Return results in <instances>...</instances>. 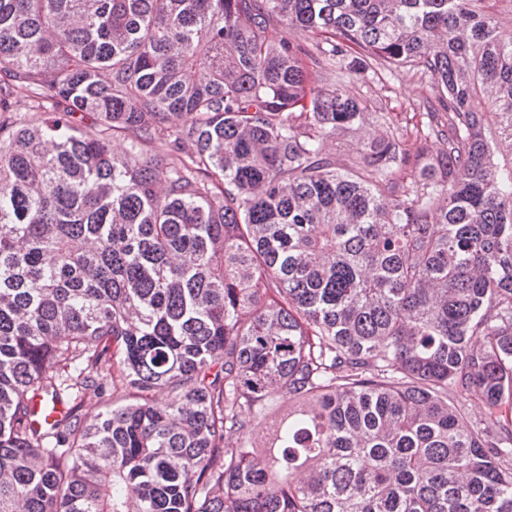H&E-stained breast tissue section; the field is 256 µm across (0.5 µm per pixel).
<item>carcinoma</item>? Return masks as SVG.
I'll return each instance as SVG.
<instances>
[{
    "instance_id": "1",
    "label": "carcinoma",
    "mask_w": 512,
    "mask_h": 512,
    "mask_svg": "<svg viewBox=\"0 0 512 512\" xmlns=\"http://www.w3.org/2000/svg\"><path fill=\"white\" fill-rule=\"evenodd\" d=\"M506 27L512 0H0V512H512ZM338 68L434 105L341 159L367 100Z\"/></svg>"
}]
</instances>
